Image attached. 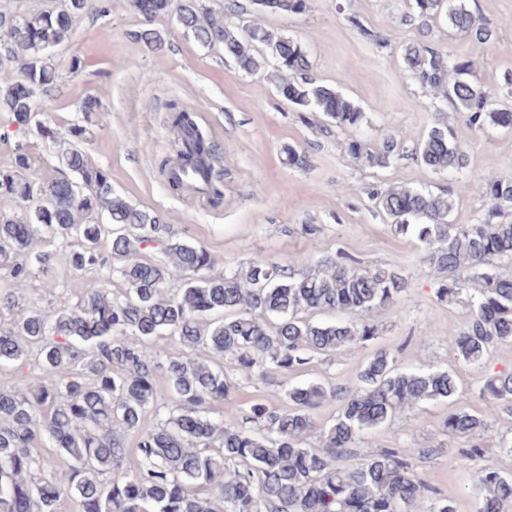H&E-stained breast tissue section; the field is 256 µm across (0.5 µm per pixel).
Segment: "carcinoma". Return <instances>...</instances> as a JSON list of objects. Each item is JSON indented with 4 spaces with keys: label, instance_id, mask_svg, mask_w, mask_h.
Wrapping results in <instances>:
<instances>
[{
    "label": "carcinoma",
    "instance_id": "1",
    "mask_svg": "<svg viewBox=\"0 0 512 512\" xmlns=\"http://www.w3.org/2000/svg\"><path fill=\"white\" fill-rule=\"evenodd\" d=\"M265 11L300 14L306 0H252ZM468 0H406L404 17L444 19L452 30L486 48L494 31ZM152 22L171 18L187 36L209 49L224 50L239 70L262 74L281 98L313 110L338 129L356 128L365 112L335 89L313 79L305 47L259 23L233 25L203 0H132ZM95 0H60L34 11L0 3V73L16 78L0 85V112L19 129L58 146L68 174L35 182L32 166L18 152L0 169V266L10 287L0 289V365L12 364L17 386L0 389V512H59L61 497H75L82 512H456L451 500L433 496L419 464L434 448H383L360 457L363 431L391 422L421 402L459 399L454 372L401 371L396 360L377 351L363 364L355 387L309 382L285 390L288 407L250 408L239 424L227 420L225 401L240 378L271 382L306 364L310 354L334 355L374 339L370 315L397 304L408 278L392 267L367 268L358 259L293 262L256 258L246 266L210 271L216 257L184 240L160 215L141 210L112 192L103 170L87 163L81 149L86 130L73 127L60 138L46 123L39 98H51L59 70L76 72L80 60L60 48L72 43L78 17L106 16ZM137 41L163 47L160 31L143 28ZM404 61L422 88L454 111V119L475 132L512 131V107H493L495 92L473 79L472 64L425 44L405 49ZM166 123L184 161L198 176L201 193L214 206L224 200L219 148L200 128L194 110L170 107ZM413 138L402 131L379 146L353 139L349 155L363 168L392 166ZM412 155L438 173L458 171L467 154L453 129L441 121L420 137ZM468 185L433 192L407 185L372 189L375 213L397 233L422 246L424 261L441 275L440 302L466 296V326L456 336L459 358L483 364L492 349L512 343V274L489 264L512 263V178L491 174L484 184L489 201L472 224H452L459 195ZM70 246L76 275L105 270L125 283L115 295L87 280L81 302L59 297L52 309L15 313L14 289L34 269L48 270L54 254L34 252L41 237ZM156 248L153 261L140 248ZM339 314L335 321L315 317ZM167 336L183 355L156 345ZM39 354L48 377L25 386L30 351ZM168 390L159 403L158 384ZM480 396L512 411V371L485 377ZM337 406L322 446L311 447V411ZM221 407L222 420L211 418ZM156 427L145 430L148 415ZM263 422L257 429L250 422ZM448 435L468 441L462 449L474 465L479 512H512V474L480 464L483 440L492 425L486 414L463 408L444 421ZM138 434L136 468L127 466L124 436ZM45 441L68 458L48 478L37 474L46 459Z\"/></svg>",
    "mask_w": 512,
    "mask_h": 512
}]
</instances>
